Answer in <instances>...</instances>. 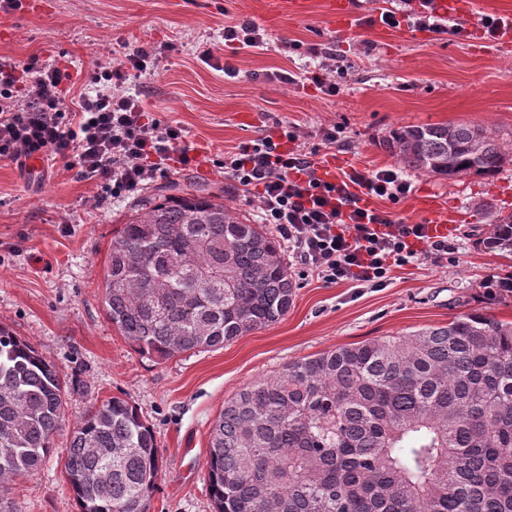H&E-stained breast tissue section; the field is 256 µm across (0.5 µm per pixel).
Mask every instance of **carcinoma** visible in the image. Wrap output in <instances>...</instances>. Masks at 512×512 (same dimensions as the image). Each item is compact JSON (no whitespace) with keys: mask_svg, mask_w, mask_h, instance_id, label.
I'll list each match as a JSON object with an SVG mask.
<instances>
[{"mask_svg":"<svg viewBox=\"0 0 512 512\" xmlns=\"http://www.w3.org/2000/svg\"><path fill=\"white\" fill-rule=\"evenodd\" d=\"M383 146L449 180L494 176L506 157L486 128L460 124L403 126ZM484 243L512 259V214ZM103 288L112 326L165 361L273 325L297 283L266 225L169 185L112 236ZM64 384L0 325V512H21L10 485L53 450ZM64 452L79 512H149L163 461L134 405L91 406ZM207 466L214 512H512V322L473 311L292 361L224 404Z\"/></svg>","mask_w":512,"mask_h":512,"instance_id":"cac0c4a2","label":"carcinoma"}]
</instances>
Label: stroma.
<instances>
[{"label":"stroma","instance_id":"35a3bbf8","mask_svg":"<svg viewBox=\"0 0 512 512\" xmlns=\"http://www.w3.org/2000/svg\"><path fill=\"white\" fill-rule=\"evenodd\" d=\"M274 2L23 0L21 9L0 11V57L68 67L77 94L95 61L154 47L156 61L128 88L151 117L178 122L203 160L172 167L167 182L223 191L225 205L244 220H254L255 209L217 163L290 124L306 149L334 159L342 172L393 165L383 141L401 126L480 125L512 144V44L486 39L482 28L485 16L512 18V0H473L470 17L450 19L463 28L460 36L365 25L390 0H345L354 15L349 28L329 24L325 0H300V11L288 15L276 14ZM243 20L263 29L264 48L225 42V26ZM329 49L340 62L333 96L304 76L317 65V52ZM206 50L213 55L208 62L201 57ZM227 64L234 76H225ZM330 125L342 131L341 145L331 150L321 141ZM411 181L408 197L373 206L420 224L419 196L434 192L456 224L447 261L420 256L394 269L384 288L298 278L293 306L274 325L220 349L152 361L119 335L102 302L112 235L149 187L102 199L64 161L47 167L31 160L21 169L0 160V324L67 375L70 420L94 402L119 397L153 426L163 467L150 512H212L211 427L247 384L304 357L444 325L473 310L512 322V294L487 285L511 274L512 261L482 245L493 224L512 214V161L492 177L416 174ZM64 464L53 454L12 485L22 512H77Z\"/></svg>","mask_w":512,"mask_h":512}]
</instances>
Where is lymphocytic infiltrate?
I'll return each instance as SVG.
<instances>
[{
  "mask_svg": "<svg viewBox=\"0 0 512 512\" xmlns=\"http://www.w3.org/2000/svg\"><path fill=\"white\" fill-rule=\"evenodd\" d=\"M403 2V8L368 17V25L448 33L433 0ZM152 55L143 46L119 61L96 64L91 90L73 109L66 100L72 82L67 68L0 58V160L21 166L40 157L70 161L97 181L102 197L115 199L152 183L171 164L192 165L184 129L150 117L139 96L124 89L131 72H146ZM224 172L296 258L302 275L383 288L392 268L413 263L419 253L437 262L448 256L447 238L431 236L427 225L361 207L364 196L395 202L411 193L410 180L397 169L353 168L325 180L297 131L240 146L225 155Z\"/></svg>",
  "mask_w": 512,
  "mask_h": 512,
  "instance_id": "obj_1",
  "label": "lymphocytic infiltrate"
}]
</instances>
